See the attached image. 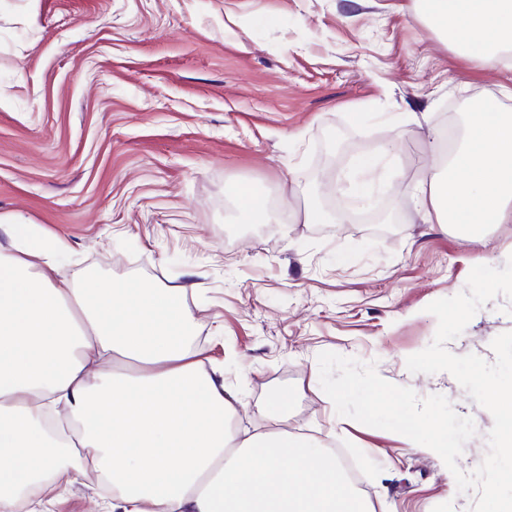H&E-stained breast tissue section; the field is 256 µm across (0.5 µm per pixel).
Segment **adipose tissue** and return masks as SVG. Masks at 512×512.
Listing matches in <instances>:
<instances>
[{
    "mask_svg": "<svg viewBox=\"0 0 512 512\" xmlns=\"http://www.w3.org/2000/svg\"><path fill=\"white\" fill-rule=\"evenodd\" d=\"M478 67L512 49V0H417ZM424 221L512 220V113L408 184ZM0 512H42L87 470L107 512H370L335 453L275 428L233 443L236 397L190 345L184 289L61 279L59 241L0 215Z\"/></svg>",
    "mask_w": 512,
    "mask_h": 512,
    "instance_id": "ef3b65f1",
    "label": "adipose tissue"
}]
</instances>
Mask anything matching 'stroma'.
<instances>
[{"label":"stroma","mask_w":512,"mask_h":512,"mask_svg":"<svg viewBox=\"0 0 512 512\" xmlns=\"http://www.w3.org/2000/svg\"><path fill=\"white\" fill-rule=\"evenodd\" d=\"M415 0H0V214L61 240L62 278L182 288L194 348L238 402V437L278 416L288 432L354 462L373 512H470L441 458L338 415L319 381L325 351L374 364L473 419L458 460L488 451L491 413L447 372H409L437 330L431 302L473 266L504 267L512 222L474 235L423 223L405 186L438 160L445 125L466 134L461 95L512 113V53L477 68ZM419 122L394 128L407 113ZM394 144L402 175L369 203L359 161ZM250 186L278 224L229 195ZM330 222L303 223L305 205ZM512 332L497 296L448 342L494 361ZM95 472L48 512H95Z\"/></svg>","instance_id":"stroma-1"}]
</instances>
